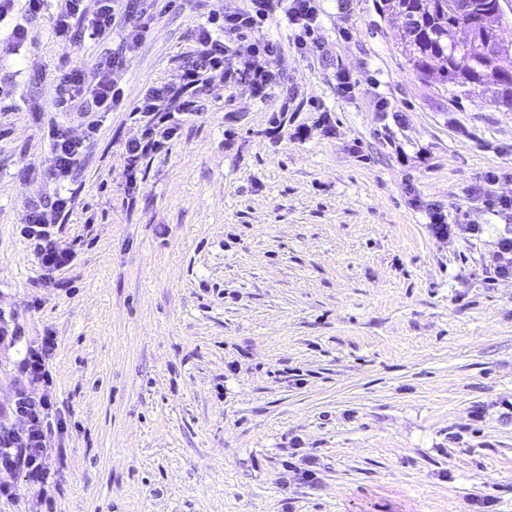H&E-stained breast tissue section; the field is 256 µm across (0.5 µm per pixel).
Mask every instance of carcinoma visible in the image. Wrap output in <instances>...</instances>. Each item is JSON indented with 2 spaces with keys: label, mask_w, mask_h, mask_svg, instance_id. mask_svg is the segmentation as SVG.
I'll use <instances>...</instances> for the list:
<instances>
[{
  "label": "carcinoma",
  "mask_w": 512,
  "mask_h": 512,
  "mask_svg": "<svg viewBox=\"0 0 512 512\" xmlns=\"http://www.w3.org/2000/svg\"><path fill=\"white\" fill-rule=\"evenodd\" d=\"M391 12H403L409 18V26L400 36L403 50L410 64L418 73L425 75L432 60L447 61L446 68L438 73L440 82L458 88L481 87L491 92V102L499 96L512 98V58L486 73V66L479 60L476 48L454 45L449 36L457 16L456 0H384ZM474 12L477 22L496 18L497 0H476Z\"/></svg>",
  "instance_id": "carcinoma-1"
}]
</instances>
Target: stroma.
Instances as JSON below:
<instances>
[{
    "mask_svg": "<svg viewBox=\"0 0 512 512\" xmlns=\"http://www.w3.org/2000/svg\"><path fill=\"white\" fill-rule=\"evenodd\" d=\"M382 3L316 0L318 52L271 15L280 87L213 77L131 195V102L177 81L213 7L244 5L175 0L124 54L127 104L68 184L61 288L20 229L57 190L53 75L97 49L58 45L46 14L0 54V316L22 329L0 346V408L50 334L67 423L57 486L0 512H512V273L494 272L512 210L488 204L512 197V109L419 75Z\"/></svg>",
    "mask_w": 512,
    "mask_h": 512,
    "instance_id": "35a3bbf8",
    "label": "stroma"
}]
</instances>
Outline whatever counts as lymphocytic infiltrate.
<instances>
[{
  "mask_svg": "<svg viewBox=\"0 0 512 512\" xmlns=\"http://www.w3.org/2000/svg\"><path fill=\"white\" fill-rule=\"evenodd\" d=\"M157 0H60L53 17V32L59 45L67 47L79 40L101 44L91 69L60 67L55 76V109L75 113L78 127L49 124L53 163L47 171L59 190L51 198L30 200L24 233L45 277L72 266L76 251L63 244L55 228L72 210L74 197L65 190L73 171L100 132L94 115L121 105L124 91L113 77L119 61L109 44L121 35L126 48L141 45L159 14ZM275 0H248L246 7L233 12L211 10L198 25L195 47L187 54L178 83H150L144 86L133 111L142 124L139 138L124 146V171L128 190H135L143 161L166 151L178 136L185 119L202 110L212 74H220L231 87L246 88L255 98L265 99L278 83L273 62L283 51L273 38L248 43L247 38L264 23ZM55 348L53 336L45 335L27 346L18 360L20 382L14 402L0 413V498L16 499V476L45 489L55 486L50 447L52 438L64 428V419L54 412L41 388L53 382L48 360Z\"/></svg>",
  "mask_w": 512,
  "mask_h": 512,
  "instance_id": "lymphocytic-infiltrate-1",
  "label": "lymphocytic infiltrate"
}]
</instances>
